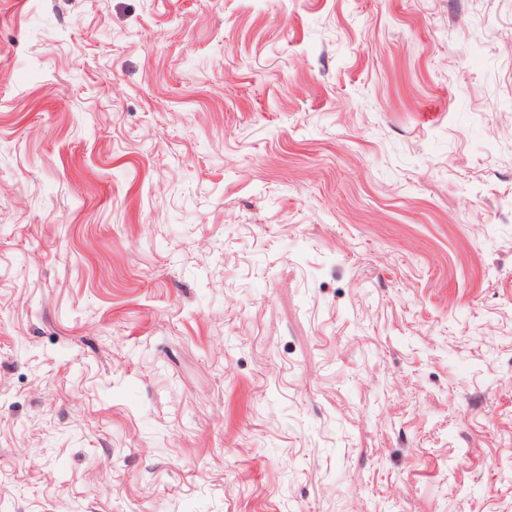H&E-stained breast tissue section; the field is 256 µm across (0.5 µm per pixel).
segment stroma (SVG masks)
<instances>
[{"mask_svg": "<svg viewBox=\"0 0 512 512\" xmlns=\"http://www.w3.org/2000/svg\"><path fill=\"white\" fill-rule=\"evenodd\" d=\"M5 512H512V0H0Z\"/></svg>", "mask_w": 512, "mask_h": 512, "instance_id": "35a3bbf8", "label": "stroma"}]
</instances>
